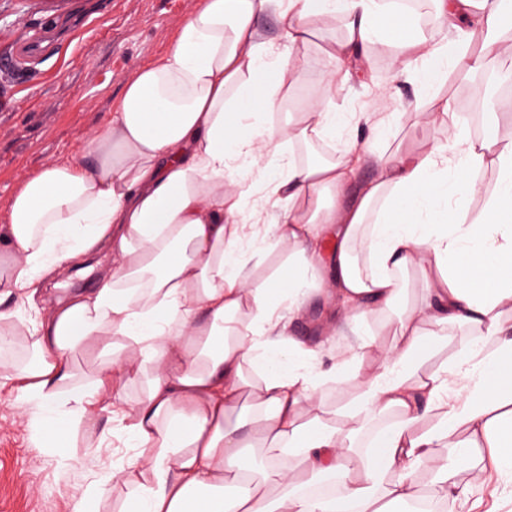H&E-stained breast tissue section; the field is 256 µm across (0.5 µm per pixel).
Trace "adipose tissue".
I'll list each match as a JSON object with an SVG mask.
<instances>
[{"label": "adipose tissue", "instance_id": "ef3b65f1", "mask_svg": "<svg viewBox=\"0 0 512 512\" xmlns=\"http://www.w3.org/2000/svg\"><path fill=\"white\" fill-rule=\"evenodd\" d=\"M428 7L441 30L479 16L480 50L425 41L404 12L380 27L385 0H203L127 82L85 161L52 162L12 195L0 225V350L21 342L30 358L0 369V385L58 448L73 425L94 431L95 408L111 395L126 453L89 485L88 501L119 486L118 512H401L434 449L444 454L427 482L443 500L482 482L476 449H492L512 474V141L491 125L471 140L441 101L448 144L378 151L381 120L371 145L303 160L285 156L287 140H335L351 115L315 104L287 130L261 121L292 73L311 67L292 49L336 17L343 34L319 62L332 84L352 62L368 66L377 45L394 47V69L429 86L512 59L503 34L512 0ZM269 12L285 45L255 24ZM367 163L378 178L343 205ZM488 163L499 171L490 187L473 177ZM253 171L283 200L276 217L249 205ZM478 194L485 210L471 220L464 203ZM256 239L286 252L262 278L252 273ZM104 247L116 264L97 288L40 315L47 284ZM409 271L420 288L390 346L336 405L329 390L353 377L372 336L309 348L289 324L321 286L352 323L388 321ZM474 276L483 287H469ZM449 346L448 366L425 373ZM77 353L89 361L83 377ZM137 381L142 392L128 401L123 386ZM376 419L382 427L352 449L354 431Z\"/></svg>", "mask_w": 512, "mask_h": 512}]
</instances>
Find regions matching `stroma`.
Masks as SVG:
<instances>
[{
	"label": "stroma",
	"mask_w": 512,
	"mask_h": 512,
	"mask_svg": "<svg viewBox=\"0 0 512 512\" xmlns=\"http://www.w3.org/2000/svg\"><path fill=\"white\" fill-rule=\"evenodd\" d=\"M32 2L0 0V223L12 194L35 172L59 159L83 162L89 145L110 124L112 104L127 81L169 47L200 0H71V11L50 21ZM44 27L54 38L39 62L11 67L18 39ZM391 57V50L378 48L371 55V77L354 76L343 87L316 73H295L282 110L269 116V123L282 124L286 113L321 101L331 111L359 115L348 131L357 145L368 137L367 119L384 118L397 123L406 145L424 151L446 137L433 114L435 102L445 100L472 137L481 136L484 125L470 123L469 116L478 109V96L495 94L484 76L468 80L451 73L428 90L396 73ZM111 266V250L100 249L59 280L58 294L91 291L100 271ZM328 323L337 326L342 341H353L354 326L324 294L315 293L291 331L316 346L324 342ZM14 397L12 388L0 387V512H76L88 485L119 461L111 444L122 430L112 418L111 397L97 409L94 439L75 431L66 450L40 436ZM485 477L467 501H447L446 512H512V479L491 468Z\"/></svg>",
	"instance_id": "1"
}]
</instances>
